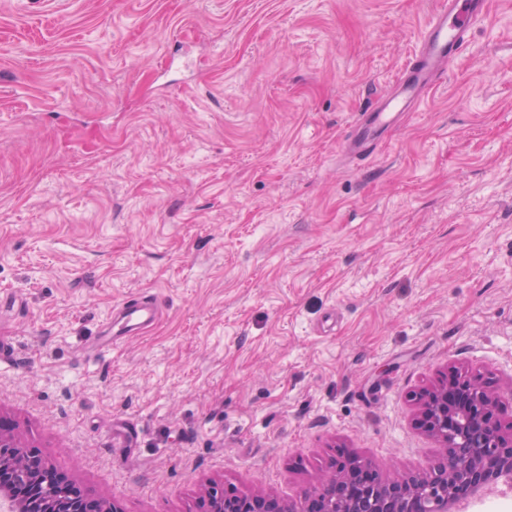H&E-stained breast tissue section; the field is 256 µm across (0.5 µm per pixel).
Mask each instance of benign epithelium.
Instances as JSON below:
<instances>
[{
    "instance_id": "7a95c632",
    "label": "benign epithelium",
    "mask_w": 512,
    "mask_h": 512,
    "mask_svg": "<svg viewBox=\"0 0 512 512\" xmlns=\"http://www.w3.org/2000/svg\"><path fill=\"white\" fill-rule=\"evenodd\" d=\"M413 400L417 425L442 448L428 470L383 476L340 451L297 502L274 492L227 495L213 482L203 494L205 512H454L462 496L512 476V433L501 431L495 418L499 395L480 374L454 370ZM5 467L54 486L59 512H118L107 500L85 495L48 459L27 451L0 416V469Z\"/></svg>"
}]
</instances>
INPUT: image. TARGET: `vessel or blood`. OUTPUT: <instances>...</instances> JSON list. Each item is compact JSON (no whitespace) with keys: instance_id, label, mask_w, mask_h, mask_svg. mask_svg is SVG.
I'll return each instance as SVG.
<instances>
[{"instance_id":"b4317fda","label":"vessel or blood","mask_w":512,"mask_h":512,"mask_svg":"<svg viewBox=\"0 0 512 512\" xmlns=\"http://www.w3.org/2000/svg\"><path fill=\"white\" fill-rule=\"evenodd\" d=\"M488 10L489 0H439L390 92L358 113L350 135L341 143L342 152L354 159L374 153L384 133L445 78L449 65L466 47L470 32L485 21ZM118 315L133 327L153 321L155 306L137 299L126 303Z\"/></svg>"}]
</instances>
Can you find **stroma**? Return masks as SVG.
Returning <instances> with one entry per match:
<instances>
[{"instance_id":"35a3bbf8","label":"stroma","mask_w":512,"mask_h":512,"mask_svg":"<svg viewBox=\"0 0 512 512\" xmlns=\"http://www.w3.org/2000/svg\"><path fill=\"white\" fill-rule=\"evenodd\" d=\"M437 0H0V414L118 512L429 467L454 369L512 431V0L364 160ZM149 328L101 350L126 301ZM118 316L125 320L128 327L148 323L155 318V306L150 301L134 300L126 303L118 312Z\"/></svg>"}]
</instances>
